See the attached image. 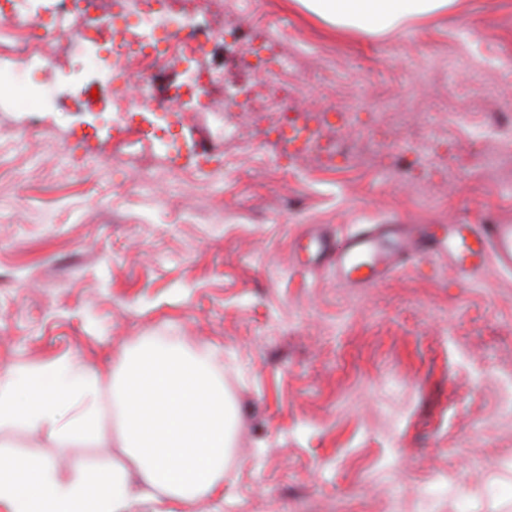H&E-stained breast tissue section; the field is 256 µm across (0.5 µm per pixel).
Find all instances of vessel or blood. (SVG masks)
<instances>
[{"instance_id": "1", "label": "vessel or blood", "mask_w": 512, "mask_h": 512, "mask_svg": "<svg viewBox=\"0 0 512 512\" xmlns=\"http://www.w3.org/2000/svg\"><path fill=\"white\" fill-rule=\"evenodd\" d=\"M297 250L319 261L341 285L358 291L378 287L409 266L438 259L471 282L491 266L512 271V222L359 224L340 238L315 226Z\"/></svg>"}]
</instances>
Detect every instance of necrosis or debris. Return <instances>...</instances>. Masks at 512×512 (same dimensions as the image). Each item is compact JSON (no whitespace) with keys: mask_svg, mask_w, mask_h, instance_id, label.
Segmentation results:
<instances>
[{"mask_svg":"<svg viewBox=\"0 0 512 512\" xmlns=\"http://www.w3.org/2000/svg\"><path fill=\"white\" fill-rule=\"evenodd\" d=\"M59 9L54 15L55 26L73 33L81 52L92 60L100 83L112 91V110L107 122L126 130L141 142H160V133L170 127H180L181 139L162 142L165 155L194 150L199 146L190 123L184 122L183 113L223 112L225 124L248 133L255 110L240 101H218L206 83L197 74V63L209 53L214 38L211 31L201 25L187 22L188 14L204 15L210 12L235 13L234 0H186L185 8H175L174 0H110L101 6L100 0H57ZM36 0H13V10L0 14V88H25L30 73L41 74L34 87L36 106L45 107L53 102L54 93L49 81L69 57L52 41L35 40L28 36L39 15ZM108 27L112 35L108 41L91 45L87 32ZM172 68L184 77L182 95L162 99L149 95L148 90L158 72ZM133 75L141 88L139 95L131 97L112 90L115 79ZM293 92L281 86L277 95L267 99L268 131L291 141L296 150L288 159L295 166L306 160L322 156L341 157L352 165L362 157L356 142L328 138L322 124L312 122L309 113L288 105ZM140 119V126H131V119Z\"/></svg>","mask_w":512,"mask_h":512,"instance_id":"4bbe7bcc","label":"necrosis or debris"}]
</instances>
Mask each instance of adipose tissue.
<instances>
[{"mask_svg": "<svg viewBox=\"0 0 512 512\" xmlns=\"http://www.w3.org/2000/svg\"><path fill=\"white\" fill-rule=\"evenodd\" d=\"M342 30L379 33L448 8L452 0H301ZM113 409L136 469L70 473L56 462L0 453V512H181L224 493L232 415L206 354L142 346L123 360ZM96 380L70 362L0 376V426L51 428L58 439L94 432Z\"/></svg>", "mask_w": 512, "mask_h": 512, "instance_id": "1", "label": "adipose tissue"}]
</instances>
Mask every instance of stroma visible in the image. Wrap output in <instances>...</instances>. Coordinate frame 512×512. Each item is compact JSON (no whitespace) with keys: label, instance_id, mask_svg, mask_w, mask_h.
Returning a JSON list of instances; mask_svg holds the SVG:
<instances>
[{"label":"stroma","instance_id":"stroma-1","mask_svg":"<svg viewBox=\"0 0 512 512\" xmlns=\"http://www.w3.org/2000/svg\"><path fill=\"white\" fill-rule=\"evenodd\" d=\"M238 24L282 49L296 105L332 112L329 135L372 143L376 99L406 107L391 144L429 172L419 197L385 156L304 163L268 143L173 157L151 180L112 159L85 60L54 75L63 109L31 122L0 100V375L79 362L97 377L94 436L0 429L8 451L72 467L129 466L113 374L148 343L206 353L235 411L223 499L186 512H512V274L466 284L412 267L362 292L299 261L311 225L476 224L512 218V181H479L512 124V0H454L381 32L340 31L298 0H251ZM257 56L218 47L217 96L269 94ZM447 151H438L440 142Z\"/></svg>","mask_w":512,"mask_h":512}]
</instances>
